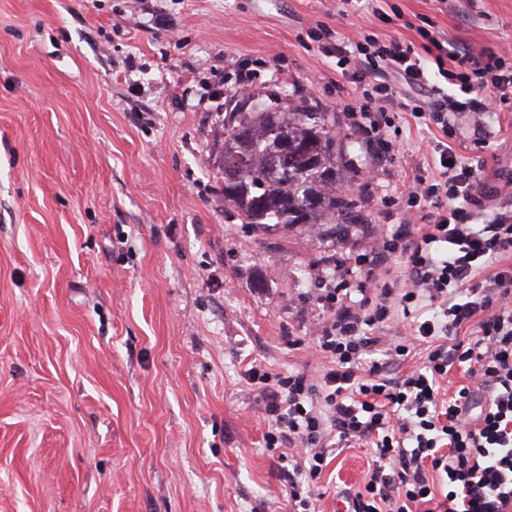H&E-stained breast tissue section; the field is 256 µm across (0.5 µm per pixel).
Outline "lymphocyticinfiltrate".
<instances>
[{"label": "lymphocytic infiltrate", "instance_id": "lymphocytic-infiltrate-1", "mask_svg": "<svg viewBox=\"0 0 512 512\" xmlns=\"http://www.w3.org/2000/svg\"><path fill=\"white\" fill-rule=\"evenodd\" d=\"M420 35V55L371 34L325 48L357 83L356 126L379 132L401 109L429 120L439 137L430 144L435 173L405 194L414 224L337 262L319 297L328 317L316 344L327 366L316 375L259 365L245 372L265 401L266 442L280 451L289 512H318L314 490L329 459L362 443L373 464L349 497L350 512H512V210L476 221L488 198L512 193V178L490 184L484 161L452 147L463 136L461 117L479 128L487 113L512 106V46L476 51L427 29ZM393 254L408 281L397 289L377 275ZM424 307L431 316L418 318ZM396 320L407 324L404 338L379 348L375 330ZM470 323L473 337L459 340ZM419 345L421 367L388 376ZM454 368L471 382L450 393L444 383Z\"/></svg>", "mask_w": 512, "mask_h": 512}]
</instances>
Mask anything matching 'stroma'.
<instances>
[{
    "mask_svg": "<svg viewBox=\"0 0 512 512\" xmlns=\"http://www.w3.org/2000/svg\"><path fill=\"white\" fill-rule=\"evenodd\" d=\"M0 0V512H289L250 363L327 364L313 328L337 260L407 222L423 120L388 153L349 130L351 79L310 34L512 43V0ZM306 99L346 134L338 185L363 223H241L224 206L232 96ZM488 172L512 173V111ZM368 445L325 469L321 512L362 487Z\"/></svg>",
    "mask_w": 512,
    "mask_h": 512,
    "instance_id": "obj_1",
    "label": "stroma"
}]
</instances>
